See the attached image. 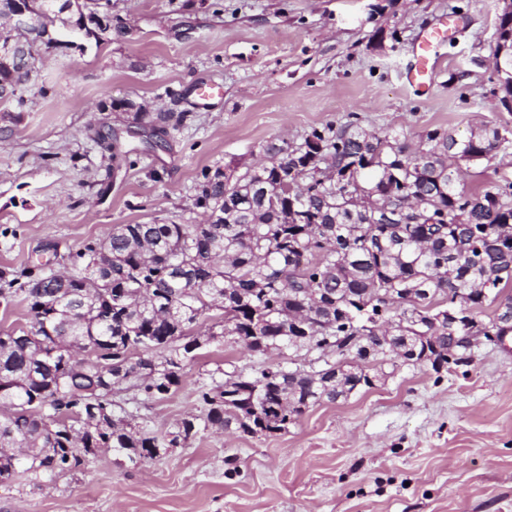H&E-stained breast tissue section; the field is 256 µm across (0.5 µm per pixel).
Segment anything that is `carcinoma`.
I'll return each mask as SVG.
<instances>
[{
    "mask_svg": "<svg viewBox=\"0 0 512 512\" xmlns=\"http://www.w3.org/2000/svg\"><path fill=\"white\" fill-rule=\"evenodd\" d=\"M37 10L34 34L0 41L42 42L59 21L57 0H0ZM134 123L144 142L169 136L148 112ZM255 171L225 166L205 174L195 207L219 224H116L77 253L71 291L39 295L25 282L29 342L0 333V488L23 474L58 477L107 448L133 463L179 446L201 430L231 425L248 436L288 430L309 408L345 395L331 365L311 371L267 367L236 384L256 411L224 413V385L204 391L202 418L182 420L161 440L132 415L116 416L112 394L146 400L182 383L200 351L230 336L265 353L266 342L357 350L362 371L383 367L387 336H415L433 369L466 350L448 329V308L470 313L512 287V174L491 188L458 187L462 167L512 155V130L486 127L458 139L432 129L410 144L350 122L314 128L301 142L272 139ZM423 288L413 302L406 294ZM92 295L75 319L70 292ZM212 321L203 334L193 327Z\"/></svg>",
    "mask_w": 512,
    "mask_h": 512,
    "instance_id": "1",
    "label": "carcinoma"
}]
</instances>
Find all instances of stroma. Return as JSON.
I'll list each match as a JSON object with an SVG mask.
<instances>
[{
	"label": "stroma",
	"instance_id": "1",
	"mask_svg": "<svg viewBox=\"0 0 512 512\" xmlns=\"http://www.w3.org/2000/svg\"><path fill=\"white\" fill-rule=\"evenodd\" d=\"M503 0H98L109 42L35 50V69L0 101V272L66 270L116 224H197L206 171L247 167L264 141L298 142L355 122L417 141L512 129L492 51ZM431 88L404 79L420 38L448 18ZM222 94L199 106L195 89ZM132 102L182 116L160 148L114 162L98 139L133 122ZM312 370L318 352L252 353L225 342L184 369L173 394L116 396L144 431L202 416V391L237 370ZM0 512H512V346L481 341L471 362L387 369L288 430L199 432L131 464L100 449L39 486L0 489Z\"/></svg>",
	"mask_w": 512,
	"mask_h": 512
}]
</instances>
